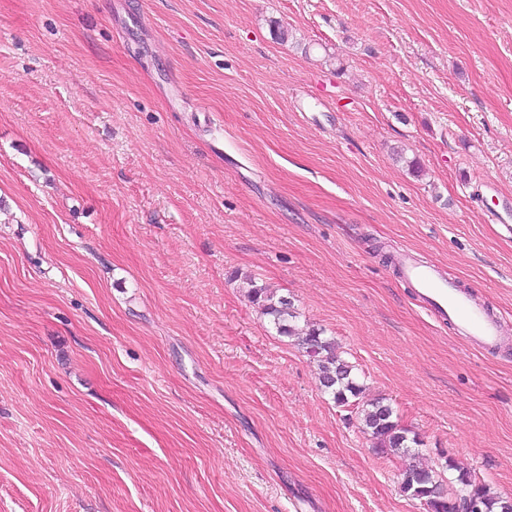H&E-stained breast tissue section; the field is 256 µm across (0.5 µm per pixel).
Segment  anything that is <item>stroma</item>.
I'll use <instances>...</instances> for the list:
<instances>
[{
  "mask_svg": "<svg viewBox=\"0 0 512 512\" xmlns=\"http://www.w3.org/2000/svg\"><path fill=\"white\" fill-rule=\"evenodd\" d=\"M512 0H0V512H426L250 285L512 496ZM395 268L431 314L449 323L472 347L486 353L502 350V318L485 307L469 288L448 281L439 267L424 264L407 252L397 254Z\"/></svg>",
  "mask_w": 512,
  "mask_h": 512,
  "instance_id": "stroma-1",
  "label": "stroma"
}]
</instances>
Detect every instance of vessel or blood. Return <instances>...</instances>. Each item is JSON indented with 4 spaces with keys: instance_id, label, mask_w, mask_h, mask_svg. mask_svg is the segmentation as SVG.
I'll return each mask as SVG.
<instances>
[{
    "instance_id": "obj_1",
    "label": "vessel or blood",
    "mask_w": 512,
    "mask_h": 512,
    "mask_svg": "<svg viewBox=\"0 0 512 512\" xmlns=\"http://www.w3.org/2000/svg\"><path fill=\"white\" fill-rule=\"evenodd\" d=\"M395 267L431 314L449 323L472 347L486 353L502 350L505 336L501 317L470 289L448 280L439 267L422 263L407 252L397 254Z\"/></svg>"
}]
</instances>
